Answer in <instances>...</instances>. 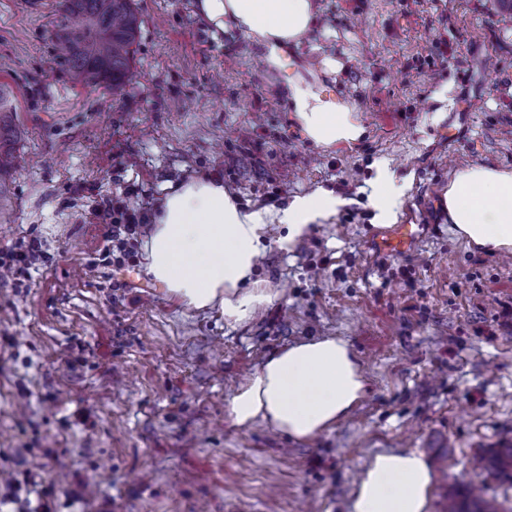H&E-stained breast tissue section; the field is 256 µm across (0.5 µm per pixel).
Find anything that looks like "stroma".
Listing matches in <instances>:
<instances>
[{
    "mask_svg": "<svg viewBox=\"0 0 512 512\" xmlns=\"http://www.w3.org/2000/svg\"><path fill=\"white\" fill-rule=\"evenodd\" d=\"M294 51L366 129L318 148L266 70L199 0H134L141 31L119 94L73 82L56 56L58 0H0V84L13 94L20 167L0 199V250L37 237L45 256L0 277V476L54 512H347L361 470L417 451L434 474L429 512L480 482L512 446V257L448 230L443 192L473 164L512 167V19L494 0H317ZM339 64L322 72L323 59ZM385 171L391 220L372 205ZM222 182L248 210L323 188L341 203L303 244L265 229L257 268L275 298L242 327L178 305L142 259L102 264L96 208L157 212L170 186ZM422 225L414 251L379 249L390 224ZM346 340L368 381L361 403L306 443L233 427L226 401L274 351Z\"/></svg>",
    "mask_w": 512,
    "mask_h": 512,
    "instance_id": "obj_1",
    "label": "stroma"
}]
</instances>
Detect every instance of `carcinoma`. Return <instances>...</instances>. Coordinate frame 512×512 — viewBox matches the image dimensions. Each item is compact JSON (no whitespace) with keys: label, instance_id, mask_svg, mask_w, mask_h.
Masks as SVG:
<instances>
[{"label":"carcinoma","instance_id":"obj_1","mask_svg":"<svg viewBox=\"0 0 512 512\" xmlns=\"http://www.w3.org/2000/svg\"><path fill=\"white\" fill-rule=\"evenodd\" d=\"M54 26L60 59L74 82L114 93L124 89L140 32L133 0H59ZM11 112L12 95L0 85V176L14 159V135L8 124ZM484 468L512 479V448L491 450L484 458ZM444 512H512V506L477 495L470 501L451 489Z\"/></svg>","mask_w":512,"mask_h":512}]
</instances>
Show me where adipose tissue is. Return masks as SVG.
Returning <instances> with one entry per match:
<instances>
[{
	"mask_svg": "<svg viewBox=\"0 0 512 512\" xmlns=\"http://www.w3.org/2000/svg\"><path fill=\"white\" fill-rule=\"evenodd\" d=\"M200 7L209 22L250 37L268 69L287 72L288 110L313 144L362 139L365 128L351 108L309 80L310 66L292 53L316 24V0H201ZM443 201L453 236L488 254L512 253V168L461 169L449 180ZM338 204L325 190L295 197L276 214L287 229L281 248L294 247L310 224L335 213ZM268 218L267 212L240 208L219 182L173 186L143 245L145 271L184 307H217L228 326L242 325L273 300L254 278ZM367 389L345 340L299 341L268 356L233 390L228 418L238 428L261 422L307 442L348 415ZM432 483L421 453H380L361 472L348 510L428 512Z\"/></svg>",
	"mask_w": 512,
	"mask_h": 512,
	"instance_id": "ef3b65f1",
	"label": "adipose tissue"
}]
</instances>
